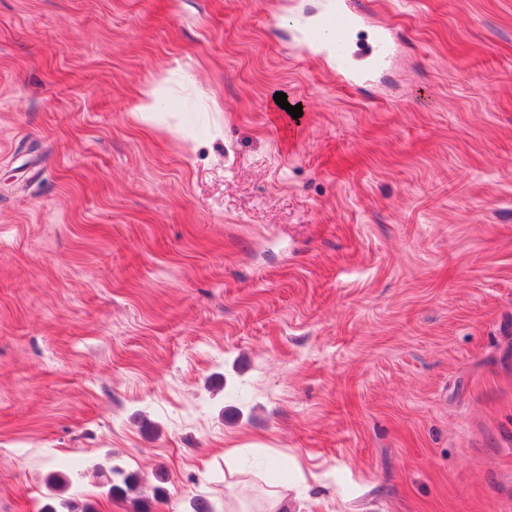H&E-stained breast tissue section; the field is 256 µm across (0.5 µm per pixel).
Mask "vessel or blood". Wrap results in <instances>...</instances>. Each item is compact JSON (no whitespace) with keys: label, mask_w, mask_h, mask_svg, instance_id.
<instances>
[{"label":"vessel or blood","mask_w":512,"mask_h":512,"mask_svg":"<svg viewBox=\"0 0 512 512\" xmlns=\"http://www.w3.org/2000/svg\"><path fill=\"white\" fill-rule=\"evenodd\" d=\"M366 16L363 0H325L322 11L309 21L297 22L296 46L312 55L329 58L337 76L345 81L368 78L386 63L393 41L388 29L375 28L372 32L373 47L363 70L350 66L351 39Z\"/></svg>","instance_id":"vessel-or-blood-1"}]
</instances>
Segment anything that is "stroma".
<instances>
[{"instance_id":"obj_1","label":"stroma","mask_w":512,"mask_h":512,"mask_svg":"<svg viewBox=\"0 0 512 512\" xmlns=\"http://www.w3.org/2000/svg\"><path fill=\"white\" fill-rule=\"evenodd\" d=\"M365 2L0 0V512H512V0ZM366 7L357 0H326L322 11L310 21H297L292 26L296 46L312 55L327 57L336 75L345 81L366 79L386 63L393 41L388 29L376 27L371 35L370 50L362 71L350 66L351 39L362 25ZM110 477H107V485L109 486V493L111 495H119L123 498H128L137 493L139 487V477L135 473L125 472L119 466L110 469ZM117 476V482H112V477Z\"/></svg>"}]
</instances>
